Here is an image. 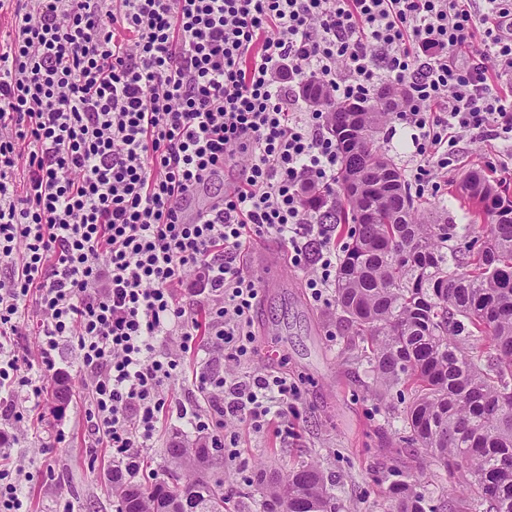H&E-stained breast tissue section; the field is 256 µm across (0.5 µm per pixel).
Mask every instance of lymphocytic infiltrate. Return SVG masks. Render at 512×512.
Here are the masks:
<instances>
[{
  "label": "lymphocytic infiltrate",
  "mask_w": 512,
  "mask_h": 512,
  "mask_svg": "<svg viewBox=\"0 0 512 512\" xmlns=\"http://www.w3.org/2000/svg\"><path fill=\"white\" fill-rule=\"evenodd\" d=\"M485 2L0 0V449L46 402L63 343L132 470L172 413L212 448L238 445L225 418L256 433L287 419L294 383L235 372L259 298L242 248L278 239L326 302L336 227L305 201L338 181L327 102L399 92L390 119L411 131L421 194L447 185L464 137L512 140V0ZM229 161L238 176L186 220ZM192 353L234 368L196 373L208 407L176 408L163 385Z\"/></svg>",
  "instance_id": "1"
}]
</instances>
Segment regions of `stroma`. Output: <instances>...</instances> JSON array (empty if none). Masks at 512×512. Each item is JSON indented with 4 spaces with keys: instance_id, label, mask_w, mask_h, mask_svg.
Returning <instances> with one entry per match:
<instances>
[{
    "instance_id": "obj_1",
    "label": "stroma",
    "mask_w": 512,
    "mask_h": 512,
    "mask_svg": "<svg viewBox=\"0 0 512 512\" xmlns=\"http://www.w3.org/2000/svg\"><path fill=\"white\" fill-rule=\"evenodd\" d=\"M512 148L499 141L463 139L457 162L448 174V187L431 201L442 220L455 224L456 243L484 240L486 226L471 223L460 205L456 189L476 165L492 167L495 176L512 182V168L499 167L500 156ZM306 271L289 268L280 287L261 289L254 315V354L240 368L241 375L277 369L289 374L300 388L299 415L289 418L287 428L270 426L256 434L236 419L226 429L238 439L234 459L224 463V481L242 485L257 473L285 474L301 463H316L336 498L338 512H389L385 497L394 481L393 466L417 469L416 490L439 500L449 486L445 470L422 465L421 451L405 447L398 439L403 430L401 411L410 399L397 387L379 396L374 392L370 367L356 352L347 350L335 304L317 306L306 296ZM279 349L268 358L267 346ZM74 352L60 344L57 365L69 376L71 390L66 405L48 398L44 420L21 436L12 457L27 478L30 512H116L112 495L113 460L92 433L86 416L88 389L83 373L74 365ZM203 363L187 355L165 391L173 403L195 405L206 397L192 383L194 371ZM191 442L195 435L175 418H164L145 458L150 468L135 475L151 483L166 476L164 450L171 438Z\"/></svg>"
}]
</instances>
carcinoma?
<instances>
[{"instance_id":"obj_1","label":"carcinoma","mask_w":512,"mask_h":512,"mask_svg":"<svg viewBox=\"0 0 512 512\" xmlns=\"http://www.w3.org/2000/svg\"><path fill=\"white\" fill-rule=\"evenodd\" d=\"M340 191L307 207L319 224H353L337 274L336 302L350 349L368 351L376 387L406 384L407 443L451 478L470 512H512V195L474 168L458 196L473 222L491 227L476 251L448 246L451 224L420 215L378 135L393 100L331 106ZM167 479L145 486L112 471L118 512H165L184 496L200 512H227L221 448L173 441ZM261 512H336L314 463L260 478ZM393 512H436L410 474L389 487Z\"/></svg>"}]
</instances>
